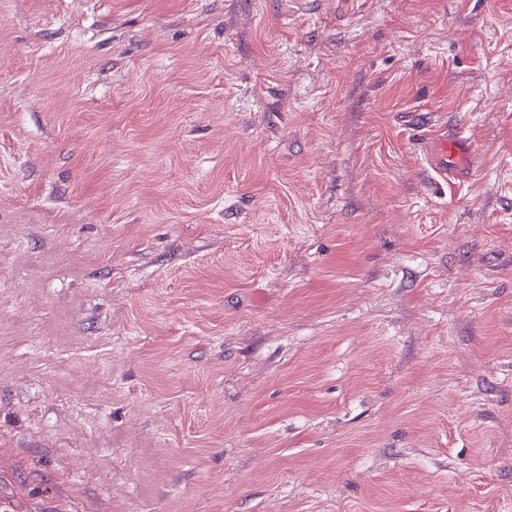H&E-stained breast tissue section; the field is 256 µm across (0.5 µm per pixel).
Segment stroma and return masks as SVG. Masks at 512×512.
<instances>
[{
  "mask_svg": "<svg viewBox=\"0 0 512 512\" xmlns=\"http://www.w3.org/2000/svg\"><path fill=\"white\" fill-rule=\"evenodd\" d=\"M0 512H512V0H0ZM424 143L426 164L438 178L448 182V177L459 181L470 178L474 172L475 149L463 140L448 143L447 137Z\"/></svg>",
  "mask_w": 512,
  "mask_h": 512,
  "instance_id": "obj_1",
  "label": "stroma"
}]
</instances>
